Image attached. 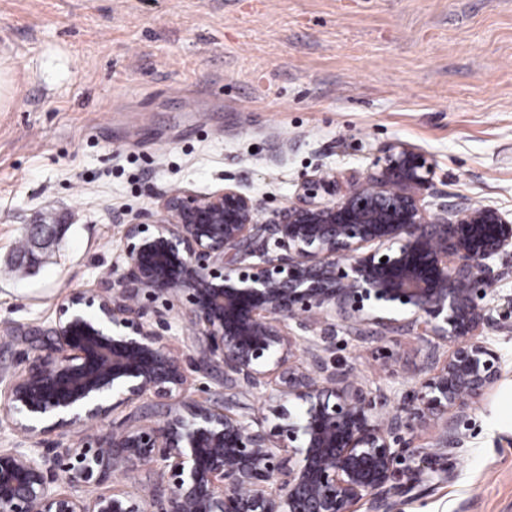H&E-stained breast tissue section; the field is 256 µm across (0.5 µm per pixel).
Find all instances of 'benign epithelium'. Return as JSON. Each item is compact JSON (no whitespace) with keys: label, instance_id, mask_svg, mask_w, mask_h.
Returning <instances> with one entry per match:
<instances>
[{"label":"benign epithelium","instance_id":"1","mask_svg":"<svg viewBox=\"0 0 512 512\" xmlns=\"http://www.w3.org/2000/svg\"><path fill=\"white\" fill-rule=\"evenodd\" d=\"M432 187L427 154L398 142L362 173L304 180L263 222L237 184L162 195L156 213L124 225L112 283L73 292L46 329L13 331L25 366L4 387V417L33 447L0 448V512H353L387 489L401 430L437 419V447H448L502 375L482 333L504 318L485 298L508 275L496 260L512 257V219L490 206L432 213ZM182 298L205 342L197 369H223L231 390L272 388L271 416L236 412L231 395L222 406L187 395L186 368L152 325L163 312L145 305ZM338 327L428 337L399 411L382 412L326 358ZM442 342L453 344L443 361ZM301 345L306 367L293 363ZM144 400L166 406L162 423L46 447L56 431ZM138 463L158 475L148 493L108 485Z\"/></svg>","mask_w":512,"mask_h":512}]
</instances>
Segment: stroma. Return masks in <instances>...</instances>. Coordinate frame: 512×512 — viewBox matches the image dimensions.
I'll use <instances>...</instances> for the list:
<instances>
[{
  "label": "stroma",
  "mask_w": 512,
  "mask_h": 512,
  "mask_svg": "<svg viewBox=\"0 0 512 512\" xmlns=\"http://www.w3.org/2000/svg\"><path fill=\"white\" fill-rule=\"evenodd\" d=\"M0 337L46 327L75 290H100L122 226L162 194L235 183L263 212L303 179L365 171L403 142L434 165L424 200L512 213V0H0ZM57 230L20 263L31 225ZM499 386L437 450L436 420L404 431L415 458L355 512H512V326L488 334ZM426 344L336 334L337 359L397 411ZM159 406L76 425L106 438Z\"/></svg>",
  "instance_id": "35a3bbf8"
}]
</instances>
